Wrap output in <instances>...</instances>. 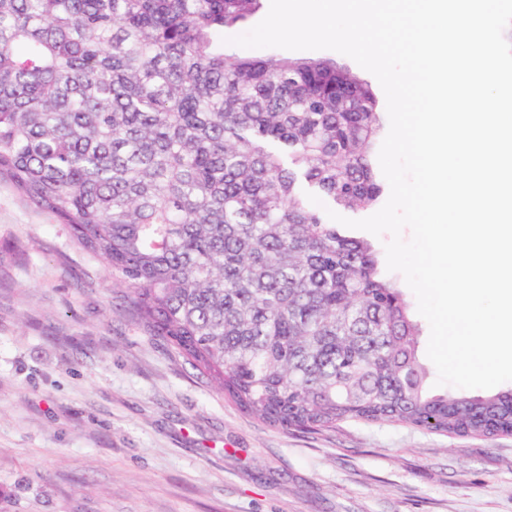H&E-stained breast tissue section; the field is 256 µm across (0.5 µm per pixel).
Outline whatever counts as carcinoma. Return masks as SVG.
Listing matches in <instances>:
<instances>
[{
	"mask_svg": "<svg viewBox=\"0 0 512 512\" xmlns=\"http://www.w3.org/2000/svg\"><path fill=\"white\" fill-rule=\"evenodd\" d=\"M262 0H0V180L106 263L127 307L274 427L391 422L512 435V388L434 392L420 329L367 241L383 126L321 57L245 55Z\"/></svg>",
	"mask_w": 512,
	"mask_h": 512,
	"instance_id": "carcinoma-1",
	"label": "carcinoma"
}]
</instances>
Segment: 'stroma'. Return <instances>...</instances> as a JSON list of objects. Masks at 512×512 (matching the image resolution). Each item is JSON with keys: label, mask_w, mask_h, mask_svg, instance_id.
Here are the masks:
<instances>
[{"label": "stroma", "mask_w": 512, "mask_h": 512, "mask_svg": "<svg viewBox=\"0 0 512 512\" xmlns=\"http://www.w3.org/2000/svg\"><path fill=\"white\" fill-rule=\"evenodd\" d=\"M119 295L0 181V512H512V435L270 427Z\"/></svg>", "instance_id": "stroma-1"}]
</instances>
